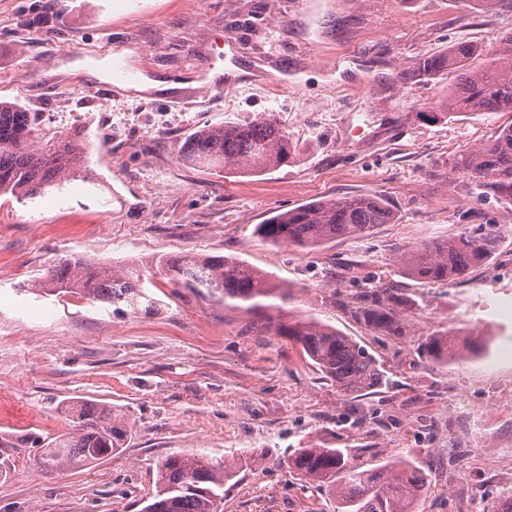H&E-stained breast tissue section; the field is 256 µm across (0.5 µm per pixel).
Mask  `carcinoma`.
Here are the masks:
<instances>
[{
    "mask_svg": "<svg viewBox=\"0 0 512 512\" xmlns=\"http://www.w3.org/2000/svg\"><path fill=\"white\" fill-rule=\"evenodd\" d=\"M418 77L448 73L454 81L440 108L452 115L473 112H512V35L504 47L482 49L457 43L443 54L418 60ZM288 133L270 114H260L244 125L205 127L191 134L179 148L185 163L204 170L232 165L245 173L276 168L292 157ZM86 146L81 133L42 132L37 113L16 102L0 101V196L33 198L42 189L81 173ZM452 169L481 181L498 197L512 202V122L499 128L488 144L459 155ZM396 215L379 195L327 199L304 204L269 217L257 225L265 242L288 243L315 249L338 237H362L379 224H391ZM504 232L500 224H467L451 237L435 238L411 248L399 260L401 272L422 282H452L490 263ZM152 272L135 264L107 267L83 257L62 259L40 277L37 291L45 295L80 293L91 302L112 306L115 312L141 314L160 301L150 285L154 275L166 277L177 288L216 303L239 301L250 309L264 300L291 298L290 289L271 281L242 260L225 256H183L158 260ZM407 301L395 293L368 288L348 302L354 317L382 336L402 337L404 326L397 307ZM277 333L301 345L312 364L346 395L387 383L377 360L354 338L313 317L299 316L277 328ZM479 355L485 347L459 344L446 334L429 339L426 350L446 365L462 358V349ZM74 429L52 438H22L39 449L37 464L47 474L88 466L123 447L128 428L112 415V407L76 399L66 407ZM360 451L353 448H299L287 461L292 473L328 490L343 512L366 499L379 512H417L424 482L415 461L394 458L378 467L363 468ZM232 459L217 461L204 454H170L156 463L155 491L142 512H220L224 480L232 476Z\"/></svg>",
    "mask_w": 512,
    "mask_h": 512,
    "instance_id": "cac0c4a2",
    "label": "carcinoma"
}]
</instances>
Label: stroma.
<instances>
[{
  "label": "stroma",
  "instance_id": "stroma-1",
  "mask_svg": "<svg viewBox=\"0 0 512 512\" xmlns=\"http://www.w3.org/2000/svg\"><path fill=\"white\" fill-rule=\"evenodd\" d=\"M0 0V101L39 113L45 133L83 131L84 177L32 199L0 197V512H138L155 464L172 453L238 460L224 512H337L283 460L298 448L362 449L377 466L413 458L426 474L419 512H495L512 493V205L453 171L491 142L511 112L447 117L449 75L414 62L512 34V0ZM236 46L224 64V38ZM131 81L116 89L110 61ZM230 69L237 85L203 88L192 63ZM269 113L296 146L255 175L178 158L199 128ZM382 196L396 220L319 248L272 245L255 232L275 211L330 198ZM491 221L507 233L492 262L454 283L403 275L399 257ZM107 266L160 258H239L292 289L260 311L217 304L155 278L161 307L116 314L78 294L32 284L60 259ZM365 287L407 299L405 336L374 333L342 307ZM298 316L365 346L389 383L339 392L299 344L277 334ZM448 333L487 344L440 365L422 353ZM111 405L123 448L80 470L39 472L27 433L70 432L64 408Z\"/></svg>",
  "mask_w": 512,
  "mask_h": 512
}]
</instances>
